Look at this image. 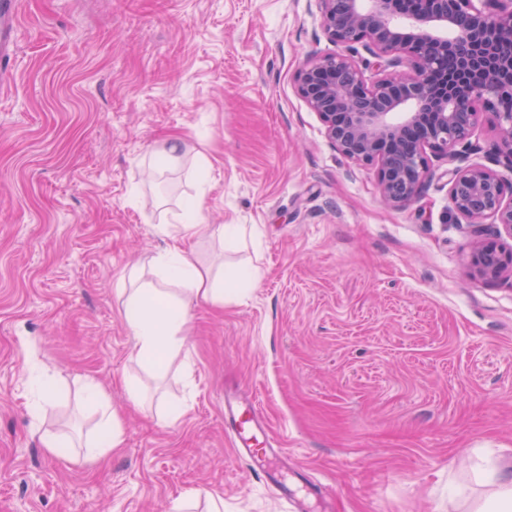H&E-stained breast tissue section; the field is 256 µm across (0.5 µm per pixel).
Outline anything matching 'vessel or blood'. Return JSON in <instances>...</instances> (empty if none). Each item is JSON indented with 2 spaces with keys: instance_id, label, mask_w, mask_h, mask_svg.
I'll return each instance as SVG.
<instances>
[{
  "instance_id": "obj_1",
  "label": "vessel or blood",
  "mask_w": 512,
  "mask_h": 512,
  "mask_svg": "<svg viewBox=\"0 0 512 512\" xmlns=\"http://www.w3.org/2000/svg\"><path fill=\"white\" fill-rule=\"evenodd\" d=\"M17 0H0V77L10 69L18 27ZM224 430L232 435L241 455L247 456L255 468L268 480L275 481V474L268 463L275 450L268 429L259 416L252 399L240 402L225 401Z\"/></svg>"
}]
</instances>
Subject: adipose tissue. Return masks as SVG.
Wrapping results in <instances>:
<instances>
[{"instance_id": "1", "label": "adipose tissue", "mask_w": 512, "mask_h": 512, "mask_svg": "<svg viewBox=\"0 0 512 512\" xmlns=\"http://www.w3.org/2000/svg\"><path fill=\"white\" fill-rule=\"evenodd\" d=\"M204 199L197 196L181 202L171 221L157 225L156 232L170 241L169 247L152 259L156 281L126 289V306L133 309L129 327L135 340L136 361L150 365L161 354L182 346L188 325L187 301L202 297L220 306L224 303V283L236 287L255 283L261 276L258 267L239 264L228 273H215L199 264L187 243L193 239L218 238L228 247L247 244V228L242 224L206 223ZM482 487L481 495H473L467 486L455 485L449 490L451 500L461 503L466 512H512V470L504 467L478 469L473 474Z\"/></svg>"}]
</instances>
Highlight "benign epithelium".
<instances>
[{"mask_svg":"<svg viewBox=\"0 0 512 512\" xmlns=\"http://www.w3.org/2000/svg\"><path fill=\"white\" fill-rule=\"evenodd\" d=\"M326 37L341 52L308 62L296 75L297 92L319 117L346 159L377 168L384 201L403 207L421 194L429 156L448 158L451 209L469 224H496L512 236V0H419L400 16L396 0H319ZM361 44L377 77L369 82L353 59ZM407 63L398 77L387 68ZM484 111L497 113L495 155L511 176L481 164L458 165ZM400 113L401 119L392 120ZM474 275L512 279V248L497 239L476 241Z\"/></svg>","mask_w":512,"mask_h":512,"instance_id":"benign-epithelium-1","label":"benign epithelium"}]
</instances>
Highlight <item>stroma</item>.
<instances>
[{
	"label": "stroma",
	"instance_id": "stroma-1",
	"mask_svg": "<svg viewBox=\"0 0 512 512\" xmlns=\"http://www.w3.org/2000/svg\"><path fill=\"white\" fill-rule=\"evenodd\" d=\"M18 7L0 88V512H170L200 490L224 512H295L224 433L238 391L289 478L316 488L312 512H464L449 485L484 458L512 465V279L472 276L446 158L394 208L375 166L333 148L295 82L337 52L319 0ZM174 137L181 165L151 163ZM200 193L207 223L254 233L238 252L202 241V260L261 278L193 302L151 370L116 287L165 247L166 209ZM89 380L123 438L95 457ZM51 433L71 447L50 452Z\"/></svg>",
	"mask_w": 512,
	"mask_h": 512
}]
</instances>
